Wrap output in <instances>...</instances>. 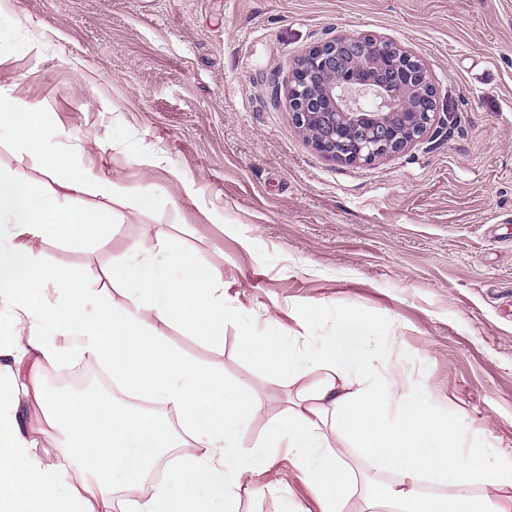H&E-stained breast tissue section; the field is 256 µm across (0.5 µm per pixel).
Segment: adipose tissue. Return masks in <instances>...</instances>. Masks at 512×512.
Listing matches in <instances>:
<instances>
[{"label":"adipose tissue","mask_w":512,"mask_h":512,"mask_svg":"<svg viewBox=\"0 0 512 512\" xmlns=\"http://www.w3.org/2000/svg\"><path fill=\"white\" fill-rule=\"evenodd\" d=\"M28 158L32 180L0 167V303L18 329L0 343V512H239L254 479L287 462L319 512H512V459L489 465L449 398L414 379L404 355L375 357L371 313L340 309L328 336L311 333L326 309L308 305L282 331L273 316L256 333L219 270L160 238L139 262L112 271V294L50 279L34 249L70 227L106 242L110 202L122 190L96 172L81 147L54 140L50 126L0 86V140ZM84 176H71L74 168ZM77 192L100 205L77 209ZM176 324L214 343L241 327L252 362L294 386L269 405L263 435L243 436L261 408L240 384L175 350L162 331ZM76 355L103 367L121 393L158 404L145 415L116 398L49 395L39 371ZM316 382H308L311 372ZM37 406L69 450L68 467L46 464L37 428L19 408ZM176 462L144 489L167 449Z\"/></svg>","instance_id":"obj_1"}]
</instances>
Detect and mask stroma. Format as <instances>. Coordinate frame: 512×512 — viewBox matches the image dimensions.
I'll return each instance as SVG.
<instances>
[{"mask_svg":"<svg viewBox=\"0 0 512 512\" xmlns=\"http://www.w3.org/2000/svg\"><path fill=\"white\" fill-rule=\"evenodd\" d=\"M30 18L0 86L98 155L124 191L110 241L37 243L47 274L112 289L156 236L222 270L246 308L283 328L312 303L372 313L415 374L449 397L491 463L512 447V0H11ZM367 33L425 63L442 133L368 165L326 157L275 101L288 63L334 34ZM162 156L161 167L128 151ZM154 185L160 204L130 203ZM190 359L260 404L292 389L245 356L237 326L210 344L164 329ZM317 512L287 465L255 479L241 512Z\"/></svg>","mask_w":512,"mask_h":512,"instance_id":"obj_1","label":"stroma"}]
</instances>
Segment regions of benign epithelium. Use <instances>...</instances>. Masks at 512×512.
<instances>
[{
    "label": "benign epithelium",
    "instance_id": "7a95c632",
    "mask_svg": "<svg viewBox=\"0 0 512 512\" xmlns=\"http://www.w3.org/2000/svg\"><path fill=\"white\" fill-rule=\"evenodd\" d=\"M379 70L380 85L349 76L322 97L302 98L301 85L326 71ZM285 97L292 123L322 153L347 164H370L423 139L437 118L438 92L425 64L399 44L368 34L333 36L289 67Z\"/></svg>",
    "mask_w": 512,
    "mask_h": 512
}]
</instances>
